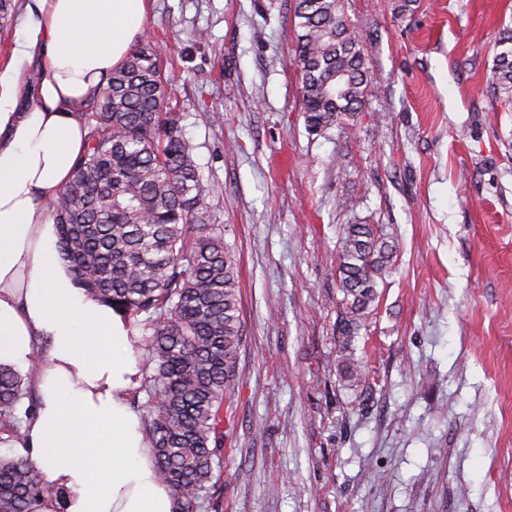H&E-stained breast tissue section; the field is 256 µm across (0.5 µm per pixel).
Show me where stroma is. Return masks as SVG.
I'll use <instances>...</instances> for the list:
<instances>
[{
    "label": "stroma",
    "instance_id": "1",
    "mask_svg": "<svg viewBox=\"0 0 512 512\" xmlns=\"http://www.w3.org/2000/svg\"><path fill=\"white\" fill-rule=\"evenodd\" d=\"M295 0H150L144 39L236 252L243 337L201 512H512V0H346L372 85L312 134ZM397 253L337 370L336 248ZM494 56L491 85L498 89L500 94H507L509 103H512V35L501 38Z\"/></svg>",
    "mask_w": 512,
    "mask_h": 512
}]
</instances>
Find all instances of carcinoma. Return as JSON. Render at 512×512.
<instances>
[{"label": "carcinoma", "instance_id": "cac0c4a2", "mask_svg": "<svg viewBox=\"0 0 512 512\" xmlns=\"http://www.w3.org/2000/svg\"><path fill=\"white\" fill-rule=\"evenodd\" d=\"M295 63L302 112L320 134L359 111L369 90L363 49L344 0H296ZM491 85L512 103V35L501 38ZM172 84L151 44L134 48L82 119L88 145L49 213L78 281L144 336V430L175 512H200L223 463V406L242 341L238 264L224 231L206 220L212 194L196 146L170 110ZM396 246L372 224H346L337 250L343 293L337 368L364 376L353 342L365 327ZM39 358L26 372L0 365V434L21 439L36 410ZM26 407H21L23 399ZM47 493L26 457L0 456V512H38Z\"/></svg>", "mask_w": 512, "mask_h": 512}]
</instances>
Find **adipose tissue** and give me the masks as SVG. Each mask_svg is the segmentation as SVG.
<instances>
[{"instance_id":"ef3b65f1","label":"adipose tissue","mask_w":512,"mask_h":512,"mask_svg":"<svg viewBox=\"0 0 512 512\" xmlns=\"http://www.w3.org/2000/svg\"><path fill=\"white\" fill-rule=\"evenodd\" d=\"M26 9L24 38L0 68V364L41 360L39 407L23 430L48 491L39 512H174L128 403L142 377L137 333L77 283L47 209L85 151L81 113L144 32L147 0H27Z\"/></svg>"}]
</instances>
